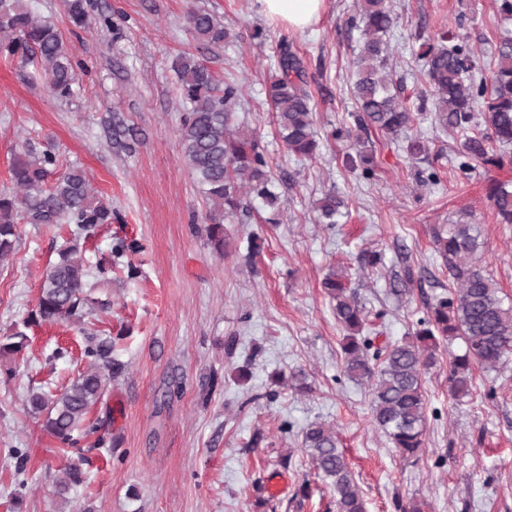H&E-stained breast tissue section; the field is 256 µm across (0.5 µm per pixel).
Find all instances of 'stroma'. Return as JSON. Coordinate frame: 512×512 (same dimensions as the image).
I'll use <instances>...</instances> for the list:
<instances>
[{"label": "stroma", "mask_w": 512, "mask_h": 512, "mask_svg": "<svg viewBox=\"0 0 512 512\" xmlns=\"http://www.w3.org/2000/svg\"><path fill=\"white\" fill-rule=\"evenodd\" d=\"M390 3L395 78L413 111L426 91L413 57L418 34L434 38L462 25L489 62L512 38V19L501 18L493 0ZM36 6L83 67L73 95L62 99L33 62L0 57V192L12 187L15 148L51 147L62 166L85 172L120 219L80 241L71 224L22 225L14 254L0 265V336L34 307L42 275L66 242L78 241L93 269L114 237L137 240L131 261L139 275L116 267L107 279L91 277V297L110 298L111 311L81 326L32 327L20 354L0 355V371H16L0 378V512H336L330 487L302 450L313 423L336 430L369 512H398L412 500L425 512H512V361L474 368L470 395L457 398L448 372L464 345H441L423 382L425 446L402 459L371 420L368 385L342 372L345 332L323 287L330 270L346 269L369 312L365 335L378 345L408 339L428 302L453 284L435 256L432 229L461 219L480 228V257L511 306L512 224L498 222L487 192L492 181H512V147L502 149V166L479 164L464 177L456 169L460 136L428 118L416 126L429 148L421 161L409 159L404 140L374 128L359 142L330 139L333 127L353 125L356 116L354 0H325L318 22L298 31L268 20L256 0H86L90 16H119L112 30L72 25L66 0ZM194 6L223 21L230 43L200 48L186 24ZM258 28L264 39L254 38ZM284 41L312 77L319 141L312 160L288 153L266 95ZM181 53L200 55L218 79L237 84V117L281 193L278 223L257 204L250 215L225 219L220 252L208 242L206 205L182 157L183 110L171 69ZM361 152L377 165L373 180L345 166L346 156ZM433 169L439 184L418 186ZM330 191L347 204L333 226L314 210ZM368 251L381 252L383 266L365 267ZM408 266V291L394 295ZM89 333L111 336L126 370L88 415L109 425L107 448L92 452L83 482L62 501L51 484L73 455L28 414L26 398L32 388L61 391L87 368ZM59 346L66 356L52 359ZM13 448L29 454L19 499ZM276 475L286 484L274 496L267 484Z\"/></svg>", "instance_id": "stroma-1"}]
</instances>
